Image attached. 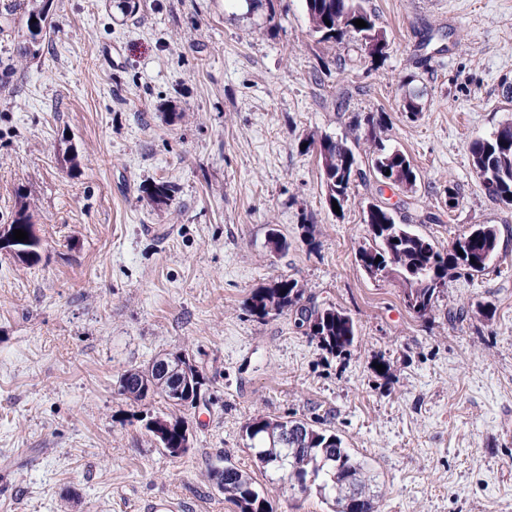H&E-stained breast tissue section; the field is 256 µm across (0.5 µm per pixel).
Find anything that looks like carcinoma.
<instances>
[{
	"label": "carcinoma",
	"instance_id": "carcinoma-1",
	"mask_svg": "<svg viewBox=\"0 0 512 512\" xmlns=\"http://www.w3.org/2000/svg\"><path fill=\"white\" fill-rule=\"evenodd\" d=\"M51 0L28 10L25 42L20 54L35 55L47 36ZM313 33L324 42H337L356 34L363 46L369 47L370 57L386 54L384 31L377 26L376 16L361 5L362 0H304ZM36 22H31V19ZM362 19L367 27L359 28L353 21ZM331 25H326V22ZM365 141L371 155V166L360 167L353 149L344 138L328 135L310 137V145L329 141L318 153L326 187L327 202L335 201L344 209L351 200L355 183H365L373 176L384 186L410 190L417 175L408 157L400 150L386 147L381 138V123L367 119ZM474 172L486 194L497 203L512 207V120L503 122L488 138L469 145ZM173 186L159 181L151 188L150 198L160 207L173 200ZM364 223L368 237L359 246L356 259L372 278L394 279L399 282L405 308L423 316L430 312L439 297L440 286L451 271L467 274L484 272L495 257L498 231L493 224H474L459 234L451 247L444 248L414 233L409 225L397 221L393 210L385 205H367ZM23 254L17 259L25 264L39 260L41 240L28 237L19 243ZM463 254H458V251ZM381 261H376V258ZM303 289L295 280L277 279L270 285L255 289L249 298L251 315L264 319L270 315L293 311L302 324H308L310 335L322 349L342 354L355 343L352 318L334 306L307 308L301 305ZM182 365L183 379L192 381L191 389L177 390L170 377H164L151 363L145 368H131L120 377L122 394L135 402L155 396L178 410L196 404L204 376L189 362L185 354L176 353ZM145 428L172 457H180L190 449V439L184 421L178 417L156 416L146 421ZM247 446L252 450L256 466L263 472H273L288 483L290 489L302 493L316 491L332 502L333 512H375L372 479L351 454L343 439L333 432L317 429L299 420H278L255 416L242 427ZM217 486L237 512H274L265 490L256 485L250 473L233 465L214 471Z\"/></svg>",
	"mask_w": 512,
	"mask_h": 512
}]
</instances>
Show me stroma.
Segmentation results:
<instances>
[{
	"label": "stroma",
	"mask_w": 512,
	"mask_h": 512,
	"mask_svg": "<svg viewBox=\"0 0 512 512\" xmlns=\"http://www.w3.org/2000/svg\"><path fill=\"white\" fill-rule=\"evenodd\" d=\"M364 5L384 57L319 41L303 0H53L24 59L30 4L0 0V226L27 209L42 241L33 265L0 252V512H144L161 496L235 512L210 478L229 464L271 489L275 512H329L257 471L242 438L256 415L340 436L378 477L377 512H512V208L485 194L468 150L512 119V0ZM371 116L416 187L359 183L334 213L306 138L365 135ZM160 180L178 188L167 208L149 197ZM368 202L445 248L496 225L498 256L449 274L417 317L356 261ZM273 228L287 251H271ZM281 277L303 305L352 318L349 354L322 350L295 313L250 315L251 292ZM174 352L206 378L179 412L178 458L145 428L164 400L118 387Z\"/></svg>",
	"instance_id": "stroma-1"
}]
</instances>
